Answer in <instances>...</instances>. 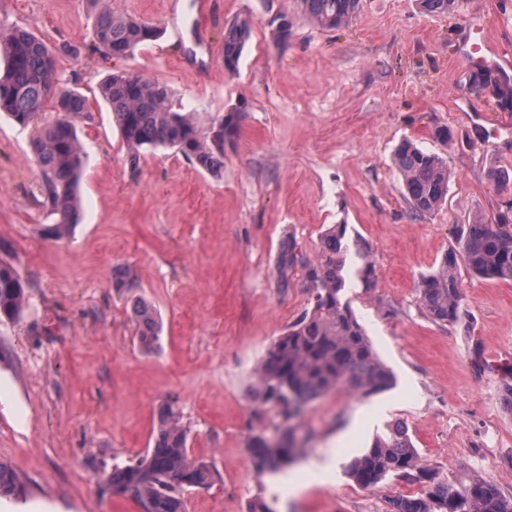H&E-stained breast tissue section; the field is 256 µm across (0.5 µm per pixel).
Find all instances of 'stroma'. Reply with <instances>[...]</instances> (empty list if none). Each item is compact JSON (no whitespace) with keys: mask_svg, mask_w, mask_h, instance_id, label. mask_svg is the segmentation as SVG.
Listing matches in <instances>:
<instances>
[{"mask_svg":"<svg viewBox=\"0 0 512 512\" xmlns=\"http://www.w3.org/2000/svg\"><path fill=\"white\" fill-rule=\"evenodd\" d=\"M195 2L0 0V23L59 50L61 78L88 100L76 122L83 218L60 240L41 233L32 132L0 115V259L29 296L19 319L0 321V464L22 485L0 512H143L107 479L113 464L144 455L165 402L181 412L190 454L222 476L187 492L186 512H249L260 498L275 512H385L388 498L419 485L389 478L364 489L341 465L396 419L438 480L460 486L479 473L512 496V282L459 267L461 316L445 325L426 316L417 292L474 218L512 230V186L495 182L512 177V69L496 70L495 97L474 90L462 60L473 16L512 58V0H456L445 14L420 0H361L334 30L300 0H210L203 25ZM102 8L163 35L127 58H103L91 49ZM244 16L253 30L231 74L224 27ZM115 70L167 86L199 126L241 112L223 177L172 149L130 164L98 94ZM406 139L448 166V195L423 217L412 215L395 165ZM332 224L370 247L376 286L346 296L394 383L311 402L307 455L261 477L247 444L275 416L253 398L255 370L309 306L301 275L278 288V245L293 236L316 259ZM116 265L128 267L131 294L114 290ZM134 296L161 317L149 351L135 338Z\"/></svg>","mask_w":512,"mask_h":512,"instance_id":"stroma-1","label":"stroma"}]
</instances>
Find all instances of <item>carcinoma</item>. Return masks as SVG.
<instances>
[{"instance_id":"obj_1","label":"carcinoma","mask_w":512,"mask_h":512,"mask_svg":"<svg viewBox=\"0 0 512 512\" xmlns=\"http://www.w3.org/2000/svg\"><path fill=\"white\" fill-rule=\"evenodd\" d=\"M308 14L322 26L336 28L356 12L360 0H301ZM252 18L233 21L224 30V69L237 70L251 35ZM161 30L110 9L98 12L92 28L94 50L115 59L158 39ZM0 112L19 126H34L31 148L43 175V201L53 223L41 233L60 239L80 218L79 186L83 147L75 119L87 112V99L61 83L56 57L34 32L0 24ZM99 95L120 129L127 155L135 163L143 153L172 148L209 175L224 170V144L237 134L241 112L217 113L209 126L200 128L194 112L174 102L169 89L147 77L126 71L109 74ZM59 117L39 123L47 104ZM396 163L411 213H433L448 194V167L436 154L405 141ZM482 278L512 281V233L501 224L475 220L467 225L462 250L446 253L437 269L421 277L419 301L437 323L460 317V288L455 274L459 263ZM301 271L310 307L271 345L256 371V400L277 411L283 433L278 440L262 432L251 436L248 452L253 470L276 477L307 451L308 439L297 435L306 406L338 386L358 396L386 389L393 383L388 368L375 353L362 325L345 298L347 285L357 282L375 287V268L369 249L347 237V226L333 224L320 238L316 260L308 259L291 237L284 238L277 257L278 288L290 287V273ZM112 287L119 293L134 288L125 266L112 269ZM26 305V286L16 269L0 260V317H18ZM135 336L145 350L159 340L155 309L144 299L132 304ZM152 446L133 463L112 466L107 484L112 494L137 501L144 512H186L184 492L208 488L219 479L218 470L191 456L188 435L179 410L172 403L157 411ZM346 477L364 489L389 477L421 485V492L387 500L386 512H512V497L483 475H474L459 488L443 483L423 466L400 421L389 422L374 435L361 454L343 466ZM18 490L14 475L0 464V497Z\"/></svg>"}]
</instances>
